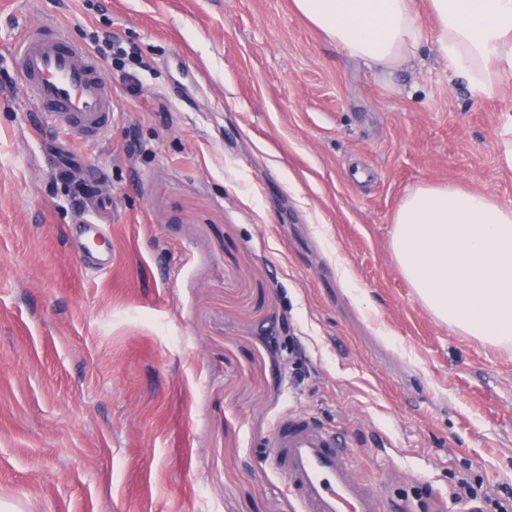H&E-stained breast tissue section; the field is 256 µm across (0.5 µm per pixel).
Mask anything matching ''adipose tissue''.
I'll return each mask as SVG.
<instances>
[{"label":"adipose tissue","mask_w":512,"mask_h":512,"mask_svg":"<svg viewBox=\"0 0 512 512\" xmlns=\"http://www.w3.org/2000/svg\"><path fill=\"white\" fill-rule=\"evenodd\" d=\"M438 51L477 96L512 72V0H427ZM294 11L369 68L403 65L422 39L416 0H292ZM395 258L422 304L468 336L512 344V208L452 185L410 193L394 217Z\"/></svg>","instance_id":"obj_1"}]
</instances>
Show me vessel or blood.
<instances>
[{"instance_id": "1", "label": "vessel or blood", "mask_w": 512, "mask_h": 512, "mask_svg": "<svg viewBox=\"0 0 512 512\" xmlns=\"http://www.w3.org/2000/svg\"><path fill=\"white\" fill-rule=\"evenodd\" d=\"M31 95L53 126L87 138L108 133L115 118L111 88L85 46L60 29H27L14 46ZM83 238L102 242L89 253L87 269L110 270L106 228L97 220L81 225ZM273 446L288 471V482L308 512H381L377 488L356 471L338 436L307 416L289 415L275 429Z\"/></svg>"}]
</instances>
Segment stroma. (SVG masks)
<instances>
[{
	"mask_svg": "<svg viewBox=\"0 0 512 512\" xmlns=\"http://www.w3.org/2000/svg\"><path fill=\"white\" fill-rule=\"evenodd\" d=\"M57 24L118 114L42 126L13 46ZM381 73L290 0H0V512H307L278 421L335 431L384 512L512 496V348L438 322L391 248L412 191L512 208L496 98L449 79L435 24ZM69 145L59 171L45 150ZM106 198L112 269L70 243Z\"/></svg>",
	"mask_w": 512,
	"mask_h": 512,
	"instance_id": "1",
	"label": "stroma"
}]
</instances>
